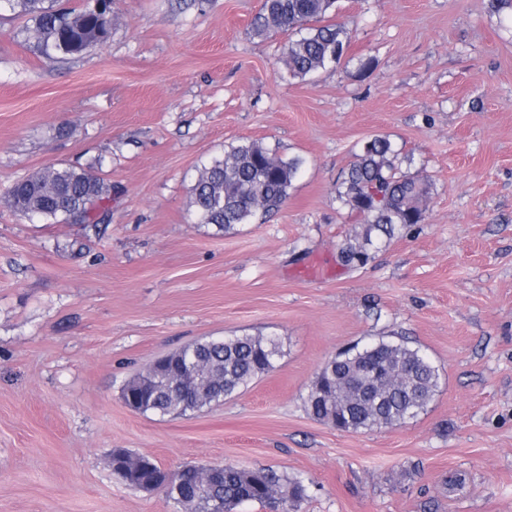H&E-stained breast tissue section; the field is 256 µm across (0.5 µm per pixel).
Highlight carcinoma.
Masks as SVG:
<instances>
[{
  "mask_svg": "<svg viewBox=\"0 0 512 512\" xmlns=\"http://www.w3.org/2000/svg\"><path fill=\"white\" fill-rule=\"evenodd\" d=\"M336 0H263L252 30L259 37L288 34L282 61L293 77L316 74L338 65L348 46L344 25L330 19ZM32 22L38 48L46 55L75 56L104 38L111 20L89 8L62 11L51 0H0V6ZM391 141L375 136L354 154L347 176L337 187L342 204L363 218L362 230L341 247L346 264L365 262L381 238L421 221L429 194L427 180L400 172ZM304 160H284L253 140L231 143L224 157L201 167L192 188L196 222L227 232L257 215L277 210L300 175ZM112 188L104 179L71 165L50 166L15 182L8 203L21 217L36 212L42 221L65 219L69 211H85L84 224L94 223L87 204L99 208ZM198 353L206 383L193 392L176 384L180 370L166 374L168 385L140 374L126 383L122 396L133 394L136 409L160 417L185 416L238 394L258 375L275 368L282 354L273 336H230L188 344ZM439 386V373L420 350L405 343L375 342L354 346L329 358L317 371L305 400L318 421L351 433L400 427L425 411ZM112 473L126 486L144 489L157 481L161 467L147 455L112 452ZM184 512H233L245 495L277 512H295L307 497L304 482L269 468L246 469L224 464L214 479L206 467L172 473L162 487Z\"/></svg>",
  "mask_w": 512,
  "mask_h": 512,
  "instance_id": "carcinoma-1",
  "label": "carcinoma"
}]
</instances>
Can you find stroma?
Segmentation results:
<instances>
[{"label": "stroma", "instance_id": "obj_1", "mask_svg": "<svg viewBox=\"0 0 512 512\" xmlns=\"http://www.w3.org/2000/svg\"><path fill=\"white\" fill-rule=\"evenodd\" d=\"M261 4L112 0L108 37L66 58L0 10V512H181L120 482L116 450L299 476L298 512H512V12L337 0L342 62L301 79L286 35L253 34ZM377 135L430 194L349 268L360 224L336 189ZM242 139L305 165L276 214L224 233L196 222L191 189ZM58 164L111 186L96 228L5 204ZM243 334L284 354L242 393L187 417L125 404L159 357ZM381 338L437 366L428 410L364 433L314 419L318 369Z\"/></svg>", "mask_w": 512, "mask_h": 512}]
</instances>
